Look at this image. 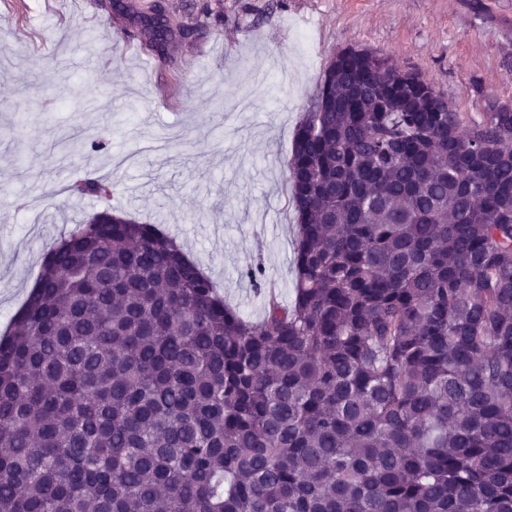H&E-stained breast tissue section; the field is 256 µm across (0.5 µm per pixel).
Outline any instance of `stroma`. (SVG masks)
Returning a JSON list of instances; mask_svg holds the SVG:
<instances>
[{
	"label": "stroma",
	"mask_w": 512,
	"mask_h": 512,
	"mask_svg": "<svg viewBox=\"0 0 512 512\" xmlns=\"http://www.w3.org/2000/svg\"><path fill=\"white\" fill-rule=\"evenodd\" d=\"M191 37L149 48L97 0H0V331L49 247L109 203L175 237L247 320L293 299L296 129L340 52L418 73L464 119L512 103V0H165ZM98 138L107 152H79ZM257 277H249V269Z\"/></svg>",
	"instance_id": "stroma-1"
}]
</instances>
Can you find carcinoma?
<instances>
[{"label":"carcinoma","mask_w":512,"mask_h":512,"mask_svg":"<svg viewBox=\"0 0 512 512\" xmlns=\"http://www.w3.org/2000/svg\"><path fill=\"white\" fill-rule=\"evenodd\" d=\"M316 102L261 322L152 224L50 247L0 336V512H512V104L467 122L368 51Z\"/></svg>","instance_id":"cac0c4a2"}]
</instances>
